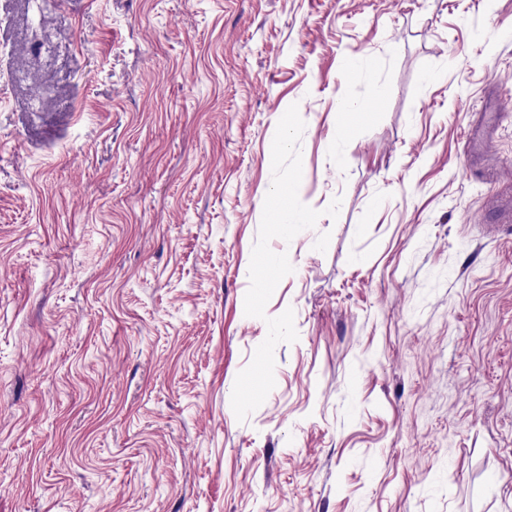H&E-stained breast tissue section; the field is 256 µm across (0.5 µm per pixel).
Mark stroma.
Returning a JSON list of instances; mask_svg holds the SVG:
<instances>
[{
  "label": "stroma",
  "instance_id": "stroma-1",
  "mask_svg": "<svg viewBox=\"0 0 512 512\" xmlns=\"http://www.w3.org/2000/svg\"><path fill=\"white\" fill-rule=\"evenodd\" d=\"M509 88L512 0H0V512H512Z\"/></svg>",
  "mask_w": 512,
  "mask_h": 512
}]
</instances>
